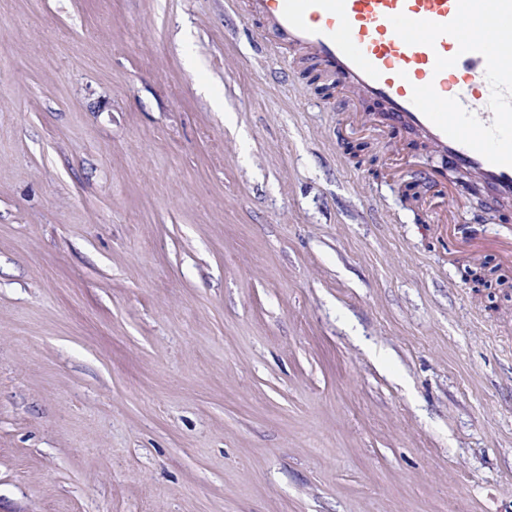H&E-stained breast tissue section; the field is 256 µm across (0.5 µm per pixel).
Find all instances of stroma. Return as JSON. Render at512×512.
Listing matches in <instances>:
<instances>
[{"instance_id": "1", "label": "stroma", "mask_w": 512, "mask_h": 512, "mask_svg": "<svg viewBox=\"0 0 512 512\" xmlns=\"http://www.w3.org/2000/svg\"><path fill=\"white\" fill-rule=\"evenodd\" d=\"M245 2L0 0V512H512V203Z\"/></svg>"}]
</instances>
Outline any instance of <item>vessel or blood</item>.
Here are the masks:
<instances>
[{
  "mask_svg": "<svg viewBox=\"0 0 512 512\" xmlns=\"http://www.w3.org/2000/svg\"><path fill=\"white\" fill-rule=\"evenodd\" d=\"M289 49L512 199V0H251ZM490 39L469 36L474 24Z\"/></svg>",
  "mask_w": 512,
  "mask_h": 512,
  "instance_id": "b4317fda",
  "label": "vessel or blood"
}]
</instances>
